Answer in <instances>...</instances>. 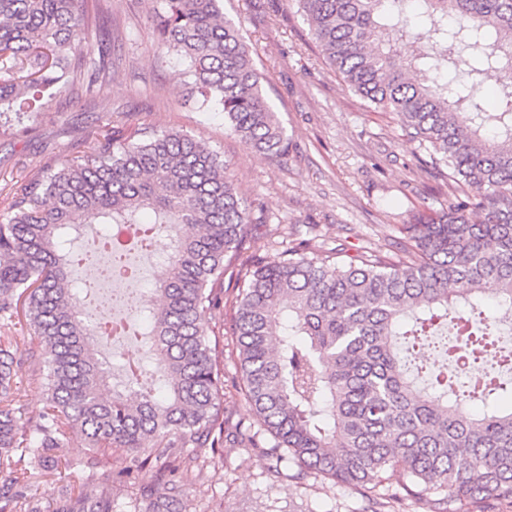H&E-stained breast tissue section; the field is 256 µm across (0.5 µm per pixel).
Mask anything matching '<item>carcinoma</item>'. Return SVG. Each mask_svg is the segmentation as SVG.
<instances>
[{"label": "carcinoma", "mask_w": 512, "mask_h": 512, "mask_svg": "<svg viewBox=\"0 0 512 512\" xmlns=\"http://www.w3.org/2000/svg\"><path fill=\"white\" fill-rule=\"evenodd\" d=\"M324 58L367 107L392 113L431 163L447 169L448 210L401 228L392 253L359 265L293 250L247 270L235 298L240 390L270 452L297 476L377 486L390 469L435 512L458 503L486 512L512 502V387L495 375L497 325L472 298L492 294L512 312V0H295ZM108 0H0V132L37 118L49 98L100 92L112 38L98 59L72 62ZM159 47L179 58L201 109L255 151L283 155L288 138L263 93L240 26L222 0H154ZM418 71L425 78L408 77ZM495 78L498 105L485 100ZM484 212L481 224L467 212ZM249 206L223 156L171 130L103 127L83 154L58 160L7 197L0 221V318L23 314L41 347L23 353L0 327V470L14 457L61 481L58 512H112V499L66 481V447L83 436L88 468L116 451L151 473L135 512H182L183 487L203 471L179 448H224V361L208 334L224 269L248 236ZM155 257V297L122 306L145 357L112 381L94 343L112 304L78 310L91 285L73 264L97 263L111 281L139 278L133 254ZM482 371L427 386L422 354ZM40 376L45 407L32 418L17 398L23 366ZM498 394L482 415L470 403ZM170 485L165 495L154 486Z\"/></svg>", "instance_id": "1"}]
</instances>
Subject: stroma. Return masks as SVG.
<instances>
[{
    "label": "stroma",
    "instance_id": "1",
    "mask_svg": "<svg viewBox=\"0 0 512 512\" xmlns=\"http://www.w3.org/2000/svg\"><path fill=\"white\" fill-rule=\"evenodd\" d=\"M150 0H112L114 72L105 97H53L27 128L0 135V210L22 183L54 160L86 150L90 134L106 125L176 129L219 151L239 193L251 203L252 235L224 273V299L209 327L224 348V430L255 426L240 390L232 336L233 301L247 269L285 258L289 248L336 251L344 264L388 250L400 225L448 207V182L392 114L375 112L336 76L310 27L291 0H224V15L240 23L264 76V94L288 137L286 155H262L224 128V116L186 99L184 65L156 52ZM70 483L97 495L112 494L114 512H130L140 475L123 482L126 465L88 471L90 451L80 435L67 447ZM204 476L182 495L184 512H430L405 497L398 473L387 472L372 490L353 489L312 475L295 478L287 461L265 446L225 442L221 454L199 449Z\"/></svg>",
    "mask_w": 512,
    "mask_h": 512
}]
</instances>
